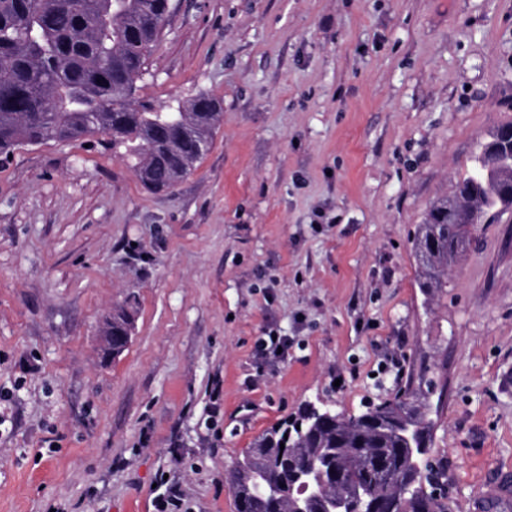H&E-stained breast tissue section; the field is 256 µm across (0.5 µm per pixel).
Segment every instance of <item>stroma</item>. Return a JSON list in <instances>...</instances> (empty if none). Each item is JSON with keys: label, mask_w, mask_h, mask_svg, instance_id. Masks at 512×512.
Here are the masks:
<instances>
[{"label": "stroma", "mask_w": 512, "mask_h": 512, "mask_svg": "<svg viewBox=\"0 0 512 512\" xmlns=\"http://www.w3.org/2000/svg\"><path fill=\"white\" fill-rule=\"evenodd\" d=\"M169 4L137 95L222 102L192 174L147 191L94 137L0 164V512H235L226 475L264 430L430 381L448 512L494 501L512 217L431 296L413 239L512 122V0ZM269 333L286 356L257 357ZM132 325V318L124 308L112 311V321L109 324L104 323L102 329L105 352L108 356H112V352L113 355L116 353V350L112 349L113 336H131Z\"/></svg>", "instance_id": "obj_1"}]
</instances>
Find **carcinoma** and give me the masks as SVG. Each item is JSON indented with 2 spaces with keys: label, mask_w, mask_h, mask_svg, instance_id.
<instances>
[{
  "label": "carcinoma",
  "mask_w": 512,
  "mask_h": 512,
  "mask_svg": "<svg viewBox=\"0 0 512 512\" xmlns=\"http://www.w3.org/2000/svg\"><path fill=\"white\" fill-rule=\"evenodd\" d=\"M168 12V0H0V160L46 133L60 141L100 134L112 137L149 191L189 175L210 148L221 102L205 92L175 111L135 101ZM511 211L512 164L490 138L418 226L420 287H446L442 275L466 252L475 225ZM132 325L125 309L112 311V335L128 336ZM409 398L339 420L308 405L270 427L230 474L236 512H292L294 475L305 465L317 466L328 494L368 493L367 512H446L422 487L430 423Z\"/></svg>",
  "instance_id": "1"
}]
</instances>
